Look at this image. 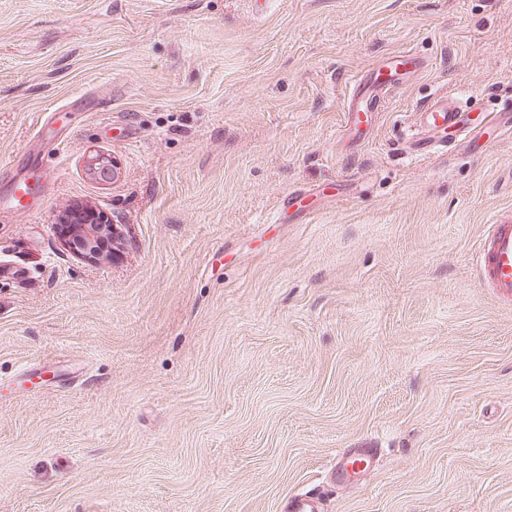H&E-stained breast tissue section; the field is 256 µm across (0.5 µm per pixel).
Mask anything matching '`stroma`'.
<instances>
[{"mask_svg":"<svg viewBox=\"0 0 512 512\" xmlns=\"http://www.w3.org/2000/svg\"><path fill=\"white\" fill-rule=\"evenodd\" d=\"M442 93L512 105L502 0H0V166L34 187L0 207V512H512V305L473 261L512 130L412 157ZM75 202L123 233L99 261ZM423 62L409 49L391 53L386 60L356 76L344 113L345 126L360 130L361 116L367 112H383L388 93L403 79L421 71ZM87 175L97 182H109L117 174V163L105 155L92 153L88 154L85 160ZM61 234L65 247L85 260H94L100 254L90 251V243L96 238L108 237L115 241L118 238L116 226L106 224L107 219L100 216L90 205L78 204L68 208L59 218Z\"/></svg>","mask_w":512,"mask_h":512,"instance_id":"stroma-1","label":"stroma"}]
</instances>
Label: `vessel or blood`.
I'll list each match as a JSON object with an SVG mask.
<instances>
[{"instance_id": "vessel-or-blood-1", "label": "vessel or blood", "mask_w": 512, "mask_h": 512, "mask_svg": "<svg viewBox=\"0 0 512 512\" xmlns=\"http://www.w3.org/2000/svg\"><path fill=\"white\" fill-rule=\"evenodd\" d=\"M422 61L411 50L391 53L386 60L356 76L345 107V125L358 128L362 114L384 111L389 92L403 79L421 71ZM416 130L409 140L412 156L426 157L448 144L449 129L469 130L468 113L454 96L439 94L415 112ZM484 283L497 296L512 303V217L489 225L476 251Z\"/></svg>"}]
</instances>
